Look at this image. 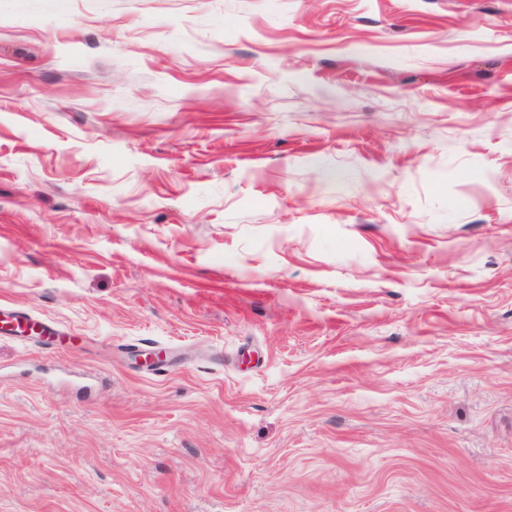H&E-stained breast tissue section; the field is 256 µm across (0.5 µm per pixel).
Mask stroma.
<instances>
[{"label": "stroma", "instance_id": "stroma-1", "mask_svg": "<svg viewBox=\"0 0 512 512\" xmlns=\"http://www.w3.org/2000/svg\"><path fill=\"white\" fill-rule=\"evenodd\" d=\"M1 302L0 512H512V0H0ZM3 319L0 320V337L28 339L48 336V345L60 342L65 332L58 329L57 323H50L30 314L28 310L19 306H0Z\"/></svg>", "mask_w": 512, "mask_h": 512}]
</instances>
